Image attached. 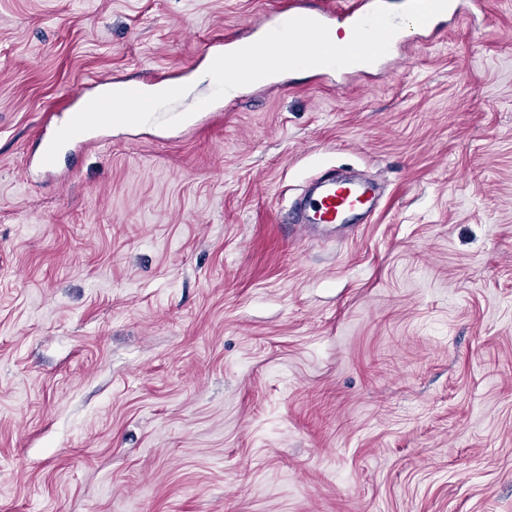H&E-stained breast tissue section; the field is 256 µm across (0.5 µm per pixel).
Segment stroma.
<instances>
[{
    "mask_svg": "<svg viewBox=\"0 0 512 512\" xmlns=\"http://www.w3.org/2000/svg\"><path fill=\"white\" fill-rule=\"evenodd\" d=\"M290 0H0V512H512V0L196 105ZM188 93L28 181L108 77ZM367 223L291 232L328 171ZM112 83H115V82L114 81L113 82L112 81H108L106 79H97L92 84L94 88H98V90L95 93L86 94L84 92V90H81L80 92H78L75 95L74 98H76V100H79L80 104H79V106L76 109H74L73 111H71L69 113L70 115H69L67 121L62 123V124L57 125L51 135H49V136H45L44 134L41 135L40 143L42 144V148L39 151V153L36 156H34L32 161L30 162V165H29L28 170H27V175H28L29 178H31V176H32V171H36L37 173H40V174H43V175H52V174H54L57 171V169H58L59 156H60L62 150L65 149V150H68L70 153H78L86 145H88L89 143H91L93 141L92 138L90 137V134H91L92 131L80 134V135L76 136L75 138H73L71 141H69L61 149V151L59 152V155H58L57 160H56L55 163H53V164H46L43 161L44 155H45V153H46V151H47V149H48V147H49V145H50V143H51V141H52L56 131L61 126L66 124L90 100H92L93 98H95V97H97V96H99L101 94L107 93L108 91L106 90V86L110 85Z\"/></svg>",
    "mask_w": 512,
    "mask_h": 512,
    "instance_id": "stroma-1",
    "label": "stroma"
}]
</instances>
